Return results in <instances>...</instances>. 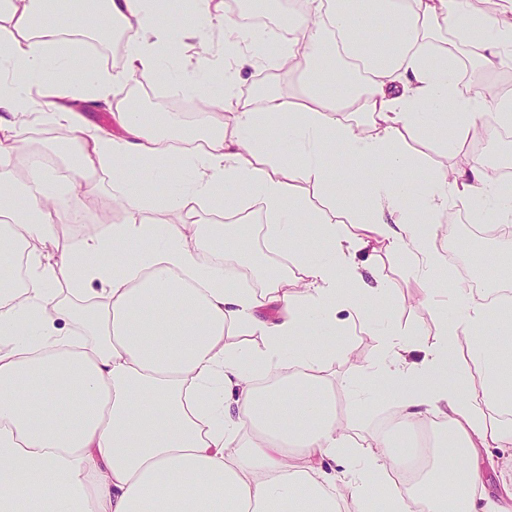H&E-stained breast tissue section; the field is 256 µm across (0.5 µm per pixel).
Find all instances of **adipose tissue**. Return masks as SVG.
<instances>
[{"instance_id": "ef3b65f1", "label": "adipose tissue", "mask_w": 512, "mask_h": 512, "mask_svg": "<svg viewBox=\"0 0 512 512\" xmlns=\"http://www.w3.org/2000/svg\"><path fill=\"white\" fill-rule=\"evenodd\" d=\"M101 32L125 36L116 72L87 65L64 81L71 54L60 33L79 12ZM160 0H79L47 11L45 0H0V134L31 120L67 128L77 149L80 195L63 198L52 169L26 166L0 177V214L10 247L27 248L25 285L0 282V512H512V480L489 492L482 457L512 444V421L498 414L512 353V300L489 305L463 285L437 287L448 262L436 223L466 200L478 219L512 222V186L487 168L424 169L415 194L403 134L440 132L457 148L481 129L485 95L455 91L450 56L431 52L434 33L477 41L484 68L512 58V0L489 11L469 0H320L294 21L277 53L228 19L220 0H195L191 20L159 23ZM195 65L180 59L199 32ZM281 64L304 71L296 102L278 94L241 98L243 69ZM154 73L184 95L224 87L223 99L169 137L125 100H113L132 74ZM47 90L36 103L32 86ZM110 102L113 130L84 121L78 104ZM275 133L282 152L267 151ZM343 154L367 171L371 218L357 233L307 209L305 188L339 201L327 170ZM136 160L139 174L125 167ZM110 167L128 223L71 239L68 226L89 208L98 169ZM167 185L162 196L150 185ZM39 192L28 207L16 196ZM248 193L272 219L270 244L293 250L303 238L321 252H295L265 288L240 287L229 267L201 265L198 253L247 248L239 224L159 220L184 204L239 208ZM404 256L440 316L436 339L418 347L408 332L382 331V352L361 376L359 404L381 394L416 427L440 421L460 467L440 464L421 496L402 488L418 448L391 434L357 442L336 412L320 337L337 312L367 321L388 288L360 263L376 247ZM96 285L92 315L79 309ZM494 333L497 351L483 338ZM257 336V346L229 344ZM332 461L333 470L323 467ZM454 483V493L441 488Z\"/></svg>"}]
</instances>
